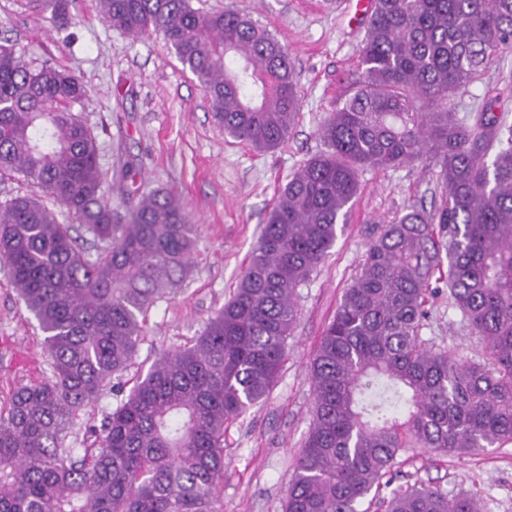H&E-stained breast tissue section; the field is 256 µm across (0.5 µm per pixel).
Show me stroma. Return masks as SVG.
<instances>
[{
    "label": "stroma",
    "mask_w": 512,
    "mask_h": 512,
    "mask_svg": "<svg viewBox=\"0 0 512 512\" xmlns=\"http://www.w3.org/2000/svg\"><path fill=\"white\" fill-rule=\"evenodd\" d=\"M211 11L231 6L266 27L288 50L301 111L287 142L259 152L225 136L209 100L173 49L156 35L138 39L111 28L94 0H73L68 32L53 28L39 0H0V37L36 64L68 70L88 87L79 108L99 146L102 192L127 209L143 196L171 187L200 224L193 264L183 283L148 314L147 334L119 391L105 393L73 419L70 440L93 444L104 417L141 371L162 353L189 346L233 294L259 227L278 193L311 156L325 151L320 136L328 112L342 105L361 76L364 23L353 0H193ZM512 52L479 82L461 89L457 112L474 123L487 102L512 127ZM348 223L338 228L329 257L297 290L298 319L288 355L269 398L224 425V512H283L285 491L312 423L309 357L333 318L366 245L378 225L407 207L431 208L432 170L367 168ZM421 335L466 361L480 353L478 339L440 292ZM43 335L27 313L7 268L0 264V401L14 386L49 377ZM397 483H432L448 494L476 493L482 512H512V446L457 457L411 450L395 467Z\"/></svg>",
    "instance_id": "stroma-1"
}]
</instances>
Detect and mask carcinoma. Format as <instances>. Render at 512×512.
I'll list each match as a JSON object with an SVG mask.
<instances>
[{
    "instance_id": "obj_1",
    "label": "carcinoma",
    "mask_w": 512,
    "mask_h": 512,
    "mask_svg": "<svg viewBox=\"0 0 512 512\" xmlns=\"http://www.w3.org/2000/svg\"><path fill=\"white\" fill-rule=\"evenodd\" d=\"M68 28L69 0H44ZM110 27L160 34L209 97L224 134L257 151L288 139L300 101L288 51L238 11L191 0H96ZM512 52V0H373L362 80L321 126L327 150L280 191L231 298L193 345L160 355L68 442L79 410L130 364L155 302L184 280L199 225L174 190L123 214L101 193L99 148L68 71L0 43V174L32 192L0 203V259L44 333L52 377L0 409V512H224V423L266 400L297 321V289L347 223L364 168L437 169L439 202L381 225L310 359L314 415L283 512H480L468 492L393 486L420 448L512 444V129L456 112L457 91ZM64 213L68 223L59 221ZM448 287L484 345L464 363L421 336Z\"/></svg>"
}]
</instances>
